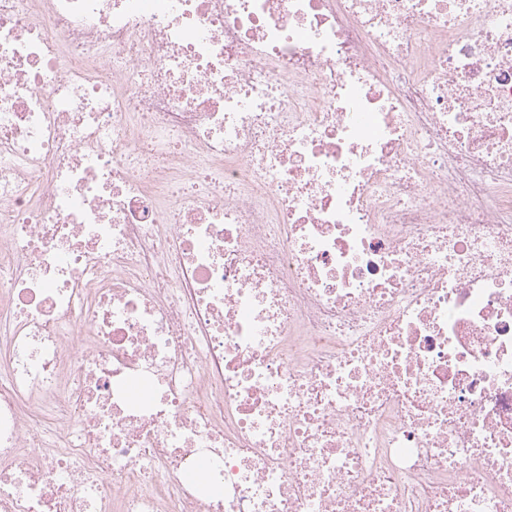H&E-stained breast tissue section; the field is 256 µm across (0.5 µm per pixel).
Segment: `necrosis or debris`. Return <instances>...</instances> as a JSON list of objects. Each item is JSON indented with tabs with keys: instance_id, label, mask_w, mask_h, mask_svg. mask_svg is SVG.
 <instances>
[{
	"instance_id": "obj_1",
	"label": "necrosis or debris",
	"mask_w": 512,
	"mask_h": 512,
	"mask_svg": "<svg viewBox=\"0 0 512 512\" xmlns=\"http://www.w3.org/2000/svg\"><path fill=\"white\" fill-rule=\"evenodd\" d=\"M0 512H512V0H0Z\"/></svg>"
}]
</instances>
